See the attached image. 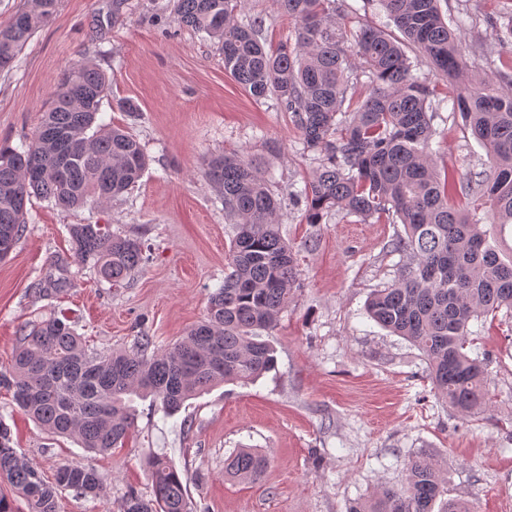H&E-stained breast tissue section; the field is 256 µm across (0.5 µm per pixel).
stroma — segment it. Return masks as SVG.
<instances>
[{
  "label": "stroma",
  "instance_id": "stroma-1",
  "mask_svg": "<svg viewBox=\"0 0 512 512\" xmlns=\"http://www.w3.org/2000/svg\"><path fill=\"white\" fill-rule=\"evenodd\" d=\"M447 21L474 11L462 30L471 65L486 57L512 70V52L491 54L484 19L502 0H441ZM260 16L261 42L287 40L293 23L273 0H246ZM94 60L109 79L100 117L123 126L149 162L138 185L109 203L64 211L44 200L29 208L25 236L0 261V370L8 367L25 325L50 315L75 322L91 350L131 348L142 335L155 349L172 347L201 321L208 295L224 280L234 234L224 203L204 175L216 154L260 161L280 200L284 238L298 280L271 341L277 369L248 385L226 384L164 417L139 405L135 432L113 453L89 457L73 440L55 437L25 417L0 388V419L13 446L45 476L61 465L92 460L104 497H60V512H117L128 491L150 496L144 469L150 452L166 454L188 477L197 512H348L383 489L405 483L412 458L427 456L448 471V495L476 512H512V319L485 322L473 352L488 355L490 409L461 417L439 399L422 352L389 335L364 312L375 288L394 279L401 257L392 239L400 224L331 213L306 223L294 191L320 164L304 151L290 115L274 98L256 102L225 71L215 41L176 24L170 0H60L48 22L0 71V145L19 146L40 123L62 72ZM138 109H119L120 100ZM432 151L439 165L482 170L483 146L443 109ZM108 224L144 241L148 261L122 286L98 282L74 259L69 225ZM66 271L70 288L39 298L47 276ZM241 448L266 454L259 479L240 482L224 463Z\"/></svg>",
  "mask_w": 512,
  "mask_h": 512
}]
</instances>
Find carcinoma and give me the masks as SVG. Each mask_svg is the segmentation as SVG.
Masks as SVG:
<instances>
[{
	"label": "carcinoma",
	"instance_id": "obj_1",
	"mask_svg": "<svg viewBox=\"0 0 512 512\" xmlns=\"http://www.w3.org/2000/svg\"><path fill=\"white\" fill-rule=\"evenodd\" d=\"M245 0H175L176 21L218 41L224 70L255 100L272 95L300 134L321 156L313 176L296 194L309 224L338 209L364 222L386 219L404 226L393 251L406 258L395 279L374 290L367 316L424 354L439 397L471 417L489 410L483 360L471 355L473 321L512 315V75H471L455 30L440 0H376L404 36L369 25L358 10L337 0H275L294 22V40L266 49L263 19L240 22ZM58 0H29V7L0 26V71L13 67L26 43L55 12ZM498 51H512V8L488 20ZM409 44L448 82V99L463 129L487 150L489 166L459 177L438 169L430 145L442 100L436 86L412 74ZM368 91L357 93L360 77ZM109 80L93 61L66 69L33 137L20 147L0 146V238L15 250L26 228L27 205L42 199L63 209L89 199L110 202L139 182L147 165L140 143L123 129L96 123ZM206 176L220 189L224 214L235 224L224 284L208 297L204 321L163 352L140 336L133 351L107 356L87 346L62 316L24 331L0 386L16 407L50 433L75 440L95 454L123 447L135 427V400L151 399L164 414L228 383H252L277 368L269 340L292 301L296 258L283 238L280 204L259 166L218 154ZM464 196L470 208L456 206ZM74 258L99 280L122 285L143 265L140 241L108 224L69 228ZM68 278L49 279L44 296L66 290ZM268 458L241 448L225 472L255 480ZM153 494L131 492L119 512H193L187 482L167 455L145 462ZM0 478L25 498L29 512H59V495L71 490L98 497L103 483L93 465L61 466L45 478L11 446L0 419ZM447 472L418 457L400 490L386 489L349 512H473L444 499Z\"/></svg>",
	"mask_w": 512,
	"mask_h": 512
}]
</instances>
